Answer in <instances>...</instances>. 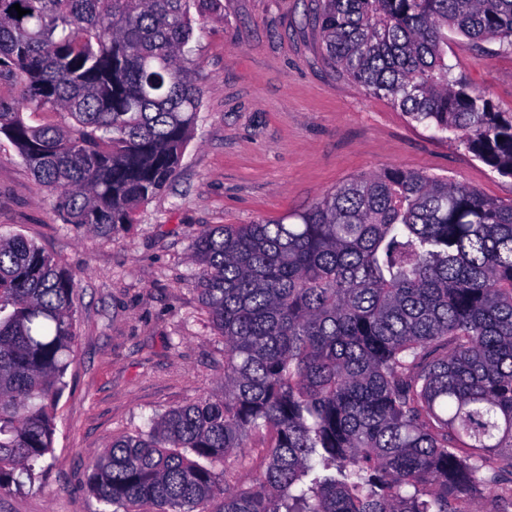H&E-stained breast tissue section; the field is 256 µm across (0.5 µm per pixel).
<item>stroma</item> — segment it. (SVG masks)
Listing matches in <instances>:
<instances>
[{"label":"stroma","mask_w":512,"mask_h":512,"mask_svg":"<svg viewBox=\"0 0 512 512\" xmlns=\"http://www.w3.org/2000/svg\"><path fill=\"white\" fill-rule=\"evenodd\" d=\"M315 9V0H221L208 12L194 40L203 107L178 174L116 236L63 223L0 139V234L36 241L73 274L78 319L53 452L41 464L45 490L2 491L0 512H112L87 487L112 440L220 388L224 341L189 260L201 230L303 212L346 180L391 166L512 200V178L334 68ZM448 61L512 111V54L452 35Z\"/></svg>","instance_id":"1"}]
</instances>
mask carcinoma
Returning <instances> with one entry per match:
<instances>
[{"label":"carcinoma","mask_w":512,"mask_h":512,"mask_svg":"<svg viewBox=\"0 0 512 512\" xmlns=\"http://www.w3.org/2000/svg\"><path fill=\"white\" fill-rule=\"evenodd\" d=\"M219 2L0 0V79L22 89L0 137L64 223L115 234L173 181L202 104L195 26ZM314 20L344 75L512 178V112L448 64L450 33L512 53V0H321ZM295 218L197 235L224 387L112 440L91 493L113 512H461L480 485L508 512L512 201L394 166ZM75 295L41 247L0 235V491L42 489Z\"/></svg>","instance_id":"obj_1"}]
</instances>
